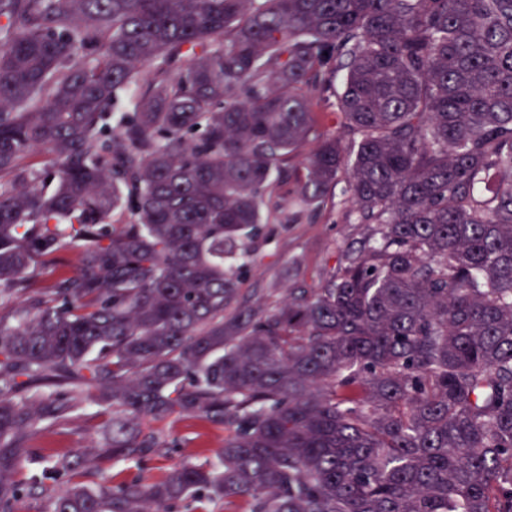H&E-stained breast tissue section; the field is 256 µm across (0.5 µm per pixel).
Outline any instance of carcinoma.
Masks as SVG:
<instances>
[{"instance_id":"cac0c4a2","label":"carcinoma","mask_w":512,"mask_h":512,"mask_svg":"<svg viewBox=\"0 0 512 512\" xmlns=\"http://www.w3.org/2000/svg\"><path fill=\"white\" fill-rule=\"evenodd\" d=\"M328 91L338 129L299 198L323 205L347 164L370 232L323 287L243 306L263 197ZM64 249L76 269L42 285ZM14 289L0 512L60 476L50 512H512V0H0ZM86 387L112 457L193 415L228 431L220 465L93 491L74 454L7 480Z\"/></svg>"}]
</instances>
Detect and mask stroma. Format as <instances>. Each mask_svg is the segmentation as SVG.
I'll use <instances>...</instances> for the list:
<instances>
[{
	"mask_svg": "<svg viewBox=\"0 0 512 512\" xmlns=\"http://www.w3.org/2000/svg\"><path fill=\"white\" fill-rule=\"evenodd\" d=\"M345 188V182H338L325 205L315 211L298 204L294 180L275 177L263 198L265 223L241 276L243 301L272 308L289 289L324 286L338 270L344 251L358 246L368 231L367 225L349 223L351 205ZM111 420V406L100 401L96 390H86L80 407L66 419L47 421L41 431L27 435V458L14 471L13 480L25 482L40 473L48 456L78 451L86 456L78 479L89 489L138 478L154 482L176 465L217 462L226 435L222 425L206 418L176 415L149 426L163 440V447L115 459L103 450Z\"/></svg>",
	"mask_w": 512,
	"mask_h": 512,
	"instance_id": "35a3bbf8",
	"label": "stroma"
}]
</instances>
